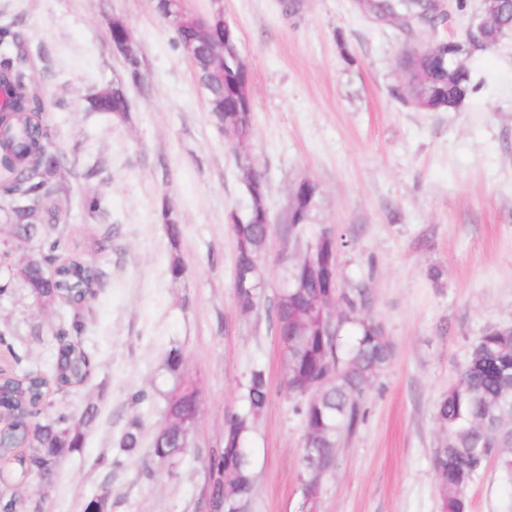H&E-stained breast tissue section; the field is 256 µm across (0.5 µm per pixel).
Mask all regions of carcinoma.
<instances>
[{
	"label": "carcinoma",
	"mask_w": 512,
	"mask_h": 512,
	"mask_svg": "<svg viewBox=\"0 0 512 512\" xmlns=\"http://www.w3.org/2000/svg\"><path fill=\"white\" fill-rule=\"evenodd\" d=\"M380 9L391 17L402 15L419 21L430 30L437 19L424 12V6L389 2ZM17 33L0 27V76L15 86L14 111L0 116L4 139L0 141V210L9 212L17 233L37 240L34 254L16 270V278L29 292L48 302L63 301L74 310L72 320L56 332L58 349L52 374L29 369L22 376L4 371L0 376V409H35L50 388L63 389L86 383L92 375L90 353L76 337L86 329L80 293L93 298L101 288L102 272L84 261L71 259L47 274L44 264L56 259L61 237L41 231L56 225L59 202L64 188L53 181L58 157L47 148L50 132L39 115L33 94L34 85L8 55L17 46ZM462 52V45L437 44L421 49L420 70L423 84L418 92L441 104L439 111L456 108L474 92L471 75L460 67L459 76L448 77L442 57ZM246 64L233 49L224 56V83L200 82L209 100L224 105L245 102L242 92ZM96 112H112L123 106L122 92L115 91L91 100ZM224 125L253 130L251 113L246 106L224 111ZM263 202L251 201L249 214L232 224L237 239L236 299L241 312L250 313L261 294V254L271 225L264 223ZM173 251L169 272L179 280L186 266L177 249L180 236L179 215L167 208L162 213ZM285 280L292 288L276 294L275 313L280 344L285 354L284 383L288 393L300 401L298 412L305 428L301 468L298 476L301 494L308 493L307 482L317 470L336 459L340 440L354 433L365 418V398L371 385L387 370L393 348L383 328L361 315L366 302L362 289H337L342 303L336 328L319 310L316 297L325 291L318 278L297 279L294 270ZM181 349L169 350L165 366L173 378L164 392L166 425L154 439L153 455H168L172 448L186 446L190 421L196 419L200 406L197 381L185 376ZM242 408L224 416V447L212 451L208 467L214 512H242L247 508L255 486L253 434L269 402L265 372L252 369L243 384ZM436 420L442 433V445L433 457L439 484L442 512H467V489L472 480L496 455L512 454V338L488 330L472 346L457 379L448 386V394L437 403ZM24 449L0 450V466L16 483H22L29 462L36 472L51 471L63 456L81 447L83 432L74 414L58 409L47 418H38L18 431ZM141 444V426L133 421L123 433L119 449L132 455Z\"/></svg>",
	"instance_id": "cac0c4a2"
}]
</instances>
